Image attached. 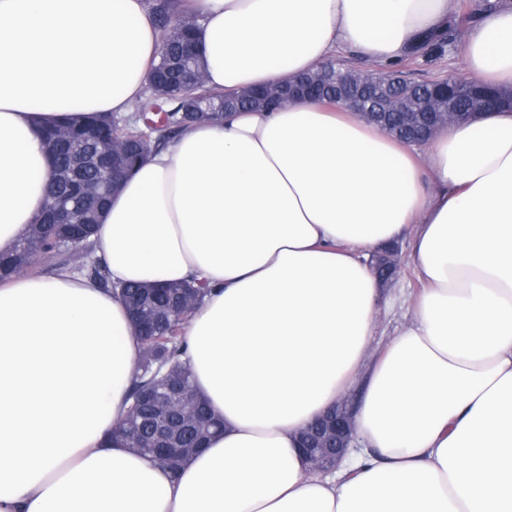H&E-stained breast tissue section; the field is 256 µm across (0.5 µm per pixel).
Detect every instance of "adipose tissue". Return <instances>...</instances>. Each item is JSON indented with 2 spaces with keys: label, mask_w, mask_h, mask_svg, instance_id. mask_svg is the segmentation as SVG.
I'll return each instance as SVG.
<instances>
[{
  "label": "adipose tissue",
  "mask_w": 512,
  "mask_h": 512,
  "mask_svg": "<svg viewBox=\"0 0 512 512\" xmlns=\"http://www.w3.org/2000/svg\"><path fill=\"white\" fill-rule=\"evenodd\" d=\"M457 0H191L208 87L267 86L349 48L386 68ZM160 34L149 0H0V252L42 210L43 122L123 115ZM512 89V11L465 34ZM409 238L423 288L373 348L369 256ZM116 283L195 281L183 326L224 422L178 478L108 431L141 341L75 273L0 281V512H512V108L425 148L343 104L196 123L123 183L92 238ZM362 453L310 470L302 432L348 396Z\"/></svg>",
  "instance_id": "1"
}]
</instances>
